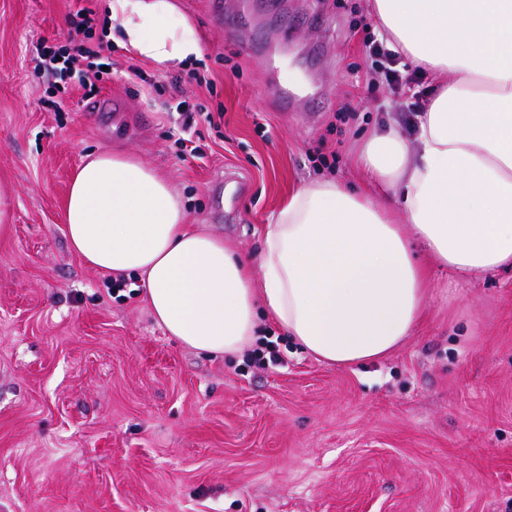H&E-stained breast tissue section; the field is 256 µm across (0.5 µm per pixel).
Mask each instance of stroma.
<instances>
[{
	"mask_svg": "<svg viewBox=\"0 0 512 512\" xmlns=\"http://www.w3.org/2000/svg\"><path fill=\"white\" fill-rule=\"evenodd\" d=\"M201 37L195 67L222 113L183 132L171 82L112 38L103 96L125 113L89 121L83 90L37 74L75 14L106 0H0V512H512V271L462 280L429 270L431 298L390 356L338 367L268 318L281 363L208 356L160 327L138 276L112 293L71 252L63 211L82 157L132 153L163 170L192 228L257 256L271 216L304 183L357 184L361 137L409 130L411 96L369 88L358 16L369 0H174ZM157 84L146 92L129 69ZM289 87L288 108L270 87ZM63 100L62 111L51 102ZM201 155L182 147L181 138Z\"/></svg>",
	"mask_w": 512,
	"mask_h": 512,
	"instance_id": "35a3bbf8",
	"label": "stroma"
}]
</instances>
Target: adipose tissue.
Listing matches in <instances>:
<instances>
[{"mask_svg": "<svg viewBox=\"0 0 512 512\" xmlns=\"http://www.w3.org/2000/svg\"><path fill=\"white\" fill-rule=\"evenodd\" d=\"M390 47L434 93L415 139L373 133L355 166L401 197L400 212L331 178L291 194L257 259L194 231L162 171L128 154H88L64 214L71 250L114 275H141L155 321L211 355L251 347L267 315L331 365L388 356L421 319L422 250L458 277L512 269V0H372ZM106 34L162 69L202 56L173 0H108Z\"/></svg>", "mask_w": 512, "mask_h": 512, "instance_id": "ef3b65f1", "label": "adipose tissue"}]
</instances>
